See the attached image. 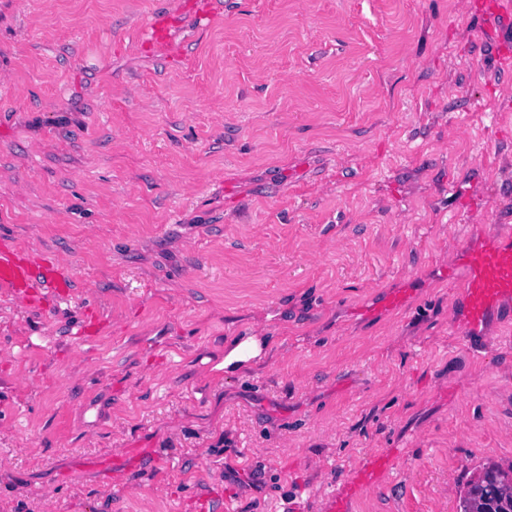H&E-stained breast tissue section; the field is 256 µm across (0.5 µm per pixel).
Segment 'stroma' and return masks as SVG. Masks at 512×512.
Returning a JSON list of instances; mask_svg holds the SVG:
<instances>
[{
	"label": "stroma",
	"mask_w": 512,
	"mask_h": 512,
	"mask_svg": "<svg viewBox=\"0 0 512 512\" xmlns=\"http://www.w3.org/2000/svg\"><path fill=\"white\" fill-rule=\"evenodd\" d=\"M0 0V512H456L512 464V324L444 278L512 225V24L483 0ZM162 21L164 50L139 36ZM415 293L396 312L390 289ZM270 341L224 373V347ZM129 448L119 477L91 467ZM72 272L46 256L23 252L0 240V288H11L30 304H37L41 283L54 288L58 298L69 295ZM394 452L388 448L376 450L367 455L366 460L356 465L350 472L343 492L329 494L324 498L323 512H348L347 503L350 497L361 489L375 484L378 478L392 470Z\"/></svg>",
	"instance_id": "stroma-1"
}]
</instances>
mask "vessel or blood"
<instances>
[{
	"label": "vessel or blood",
	"mask_w": 512,
	"mask_h": 512,
	"mask_svg": "<svg viewBox=\"0 0 512 512\" xmlns=\"http://www.w3.org/2000/svg\"><path fill=\"white\" fill-rule=\"evenodd\" d=\"M140 43L149 49L169 46L167 26L152 24L142 33ZM448 275L461 283L459 298L450 309L451 323L462 324L469 340H482L487 322L498 317L503 306L512 302V233L494 231L480 241L464 245ZM71 279L67 267L0 240V288L12 289L35 304L42 298L41 284L50 285L57 297L63 298L69 294ZM394 459L393 451L386 448L368 454L350 472L343 492L325 497L322 512H348L349 498L392 470Z\"/></svg>",
	"instance_id": "vessel-or-blood-1"
}]
</instances>
